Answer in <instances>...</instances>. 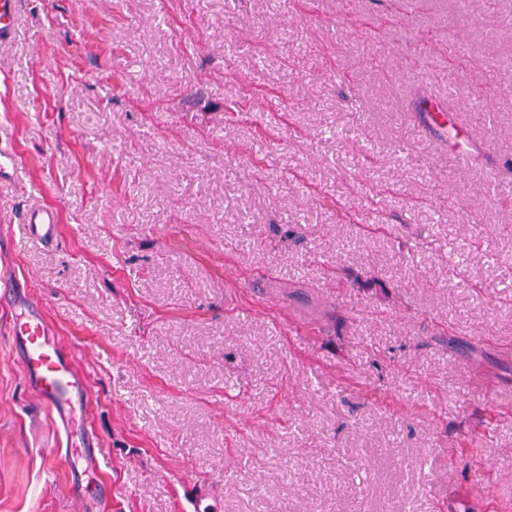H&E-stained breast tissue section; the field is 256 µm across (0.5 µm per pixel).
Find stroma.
<instances>
[{"label": "stroma", "mask_w": 512, "mask_h": 512, "mask_svg": "<svg viewBox=\"0 0 512 512\" xmlns=\"http://www.w3.org/2000/svg\"><path fill=\"white\" fill-rule=\"evenodd\" d=\"M1 142L0 512H512V0H20ZM28 237L38 242H51L58 237L59 216L49 207H29L24 218ZM1 281L0 299L15 311L11 335L25 378L66 426L76 405L88 403L91 391L75 366L72 349L56 337L42 303L20 281Z\"/></svg>", "instance_id": "stroma-1"}]
</instances>
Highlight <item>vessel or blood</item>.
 <instances>
[{"mask_svg":"<svg viewBox=\"0 0 512 512\" xmlns=\"http://www.w3.org/2000/svg\"><path fill=\"white\" fill-rule=\"evenodd\" d=\"M24 222L30 239L47 243L58 237L59 216L52 208H27ZM0 299L15 312L11 335L27 382L42 404L68 423L75 407L91 398L71 348L56 337L41 302L20 281L0 280Z\"/></svg>","mask_w":512,"mask_h":512,"instance_id":"1","label":"vessel or blood"}]
</instances>
